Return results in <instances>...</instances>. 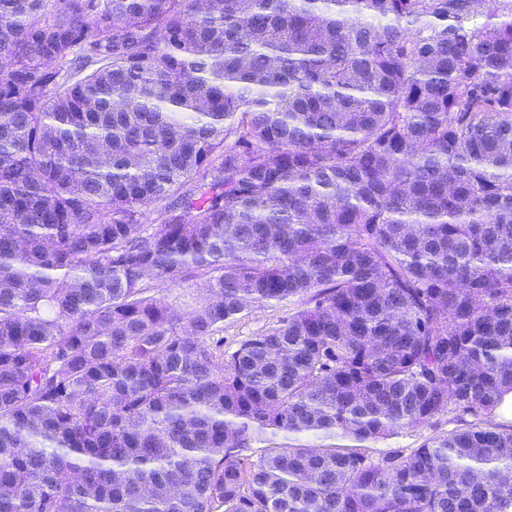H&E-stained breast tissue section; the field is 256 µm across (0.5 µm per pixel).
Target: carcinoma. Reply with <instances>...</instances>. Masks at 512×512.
<instances>
[{"instance_id":"cac0c4a2","label":"carcinoma","mask_w":512,"mask_h":512,"mask_svg":"<svg viewBox=\"0 0 512 512\" xmlns=\"http://www.w3.org/2000/svg\"><path fill=\"white\" fill-rule=\"evenodd\" d=\"M493 2L0 0V512H512ZM160 294L169 302L174 303L182 312H190L197 307L204 296L195 280L181 283L179 286H170ZM296 308L294 300L286 299L265 304L242 317L224 322V332L221 335L224 336V351H232L251 336L279 326ZM455 427V423L448 422V415H444L435 418L432 425L424 429L404 430L399 435L390 439L376 443H364V445L371 448L370 451H372L375 456L389 451H398L408 454L412 448H418L426 437L444 434Z\"/></svg>"}]
</instances>
